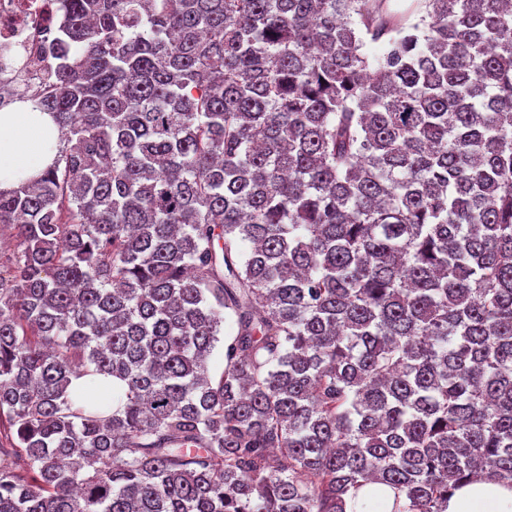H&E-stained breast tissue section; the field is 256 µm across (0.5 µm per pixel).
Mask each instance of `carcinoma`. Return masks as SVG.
Listing matches in <instances>:
<instances>
[{
  "mask_svg": "<svg viewBox=\"0 0 512 512\" xmlns=\"http://www.w3.org/2000/svg\"><path fill=\"white\" fill-rule=\"evenodd\" d=\"M54 3L0 85L63 142L0 192V512L512 485V0Z\"/></svg>",
  "mask_w": 512,
  "mask_h": 512,
  "instance_id": "1",
  "label": "carcinoma"
}]
</instances>
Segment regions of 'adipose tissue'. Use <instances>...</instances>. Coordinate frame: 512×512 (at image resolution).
Segmentation results:
<instances>
[{
  "label": "adipose tissue",
  "instance_id": "obj_1",
  "mask_svg": "<svg viewBox=\"0 0 512 512\" xmlns=\"http://www.w3.org/2000/svg\"><path fill=\"white\" fill-rule=\"evenodd\" d=\"M58 128L51 114L22 102L0 112V191L9 192L49 165L57 152ZM446 512H512V485L478 479L448 498Z\"/></svg>",
  "mask_w": 512,
  "mask_h": 512
}]
</instances>
